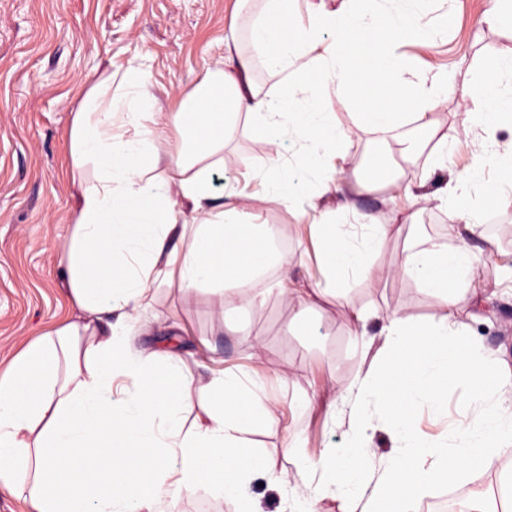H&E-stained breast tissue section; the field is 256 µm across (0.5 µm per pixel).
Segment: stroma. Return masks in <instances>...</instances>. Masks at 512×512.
Segmentation results:
<instances>
[{
    "label": "stroma",
    "instance_id": "1",
    "mask_svg": "<svg viewBox=\"0 0 512 512\" xmlns=\"http://www.w3.org/2000/svg\"><path fill=\"white\" fill-rule=\"evenodd\" d=\"M493 6V0H429L430 17L449 14L448 27L437 28L431 41L401 48L415 60L419 76L442 69L454 82L434 114L440 133L448 137L447 170L422 182L427 160L421 157L401 163L400 186L355 193L354 170L379 150L392 154L397 146L354 128L352 105L339 95L333 109L348 141L334 163L343 171L344 193L322 199L318 211L351 223V215L339 210L348 199L356 212L387 218L409 206L404 184L422 182L431 193L474 164L479 132L468 121L458 85L484 59L512 53V30L484 21ZM258 9L257 0H0V376L31 341L77 315L62 285L59 251L70 234L75 193L69 131L85 95L107 81L113 93H122L126 70L138 66L148 72L158 106L172 111L206 69L223 60L225 36L233 30L245 35ZM266 151L265 133L239 123L224 145L216 191L232 179L245 193L261 192L254 163ZM313 214L302 203L270 202L258 221L293 227V235L275 244L296 253L294 279L319 288L323 281L309 229ZM467 244L479 258L476 279L482 291L458 305L456 319L512 371V294L500 285L512 269V208L500 210L498 221L483 224L481 235ZM404 246L403 239H387L374 256V278H348L344 294L316 299L306 331L298 329L281 300H271L255 316L231 310L221 318L212 290L157 286L138 349L180 353L194 377L192 399H199L200 381L210 369L225 366L258 379L277 407L275 425L251 434L281 477L277 483L251 482L258 512H289L287 480L296 472L286 452L289 441L299 439L304 452L316 458L347 440L346 406L336 402V387L383 362L379 344L364 347L350 336L353 307L376 305L415 320L438 318L440 307L430 293L390 274ZM468 393L463 386L450 390L443 414L422 408L416 419L419 433L449 440L455 425L470 417ZM305 396L312 406L301 416L295 406ZM509 472L512 461L452 487H431L414 512H454L458 496L499 489Z\"/></svg>",
    "mask_w": 512,
    "mask_h": 512
}]
</instances>
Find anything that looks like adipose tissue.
<instances>
[{
	"label": "adipose tissue",
	"instance_id": "obj_1",
	"mask_svg": "<svg viewBox=\"0 0 512 512\" xmlns=\"http://www.w3.org/2000/svg\"><path fill=\"white\" fill-rule=\"evenodd\" d=\"M262 2L248 31L251 59L275 75L290 68L299 74L276 95L255 85L250 59L231 35L223 62L176 110L157 111L147 72L133 68L123 77V96L94 86L74 116L72 162L92 167L93 175L77 183L59 265L78 316L29 345L0 379V483L22 478L31 512H173L200 488L236 500L237 512H255L251 481L280 477L246 433L273 425L276 409L252 377L215 370L203 386V417L186 425L194 405L183 359L173 352L146 358L135 348L138 318L153 303L155 286L211 288L223 303L251 313L277 296L292 306L299 327H310L313 291L291 277L293 254L276 249L265 225L243 223L242 214L247 206L289 203L300 190L313 208L342 193V176L327 165L345 142L328 107L331 92L350 100L371 94L352 115L355 127L394 138L403 160L425 155L432 167L447 166L448 138L438 134L432 110L448 77L438 72L415 83V62L395 51L402 41L431 36L422 0H363L339 10L312 2L304 24L290 17L294 0ZM279 17L288 18L287 28L274 27ZM511 79L512 55L484 61L462 82L469 120L482 133L476 162L433 194L457 213L458 223L448 227L457 246L423 239L393 271L437 298L440 322L353 309L351 335L366 336L368 320H379L386 359L380 372L337 390L348 402L345 447L313 459L289 444L301 478L288 491L290 512H317L323 497L337 494L355 497L360 512H411L426 489L455 485L512 456V372L501 371L455 319L478 264L462 241L480 232L471 190L482 186L500 206L512 205V158L499 161L505 176L498 184L482 183L485 163L497 161L487 133L512 124ZM242 118L268 136L256 165L264 192L248 198L233 183L220 194L213 186L224 139ZM289 136L299 147L284 161ZM417 226L416 212L403 210L386 223L365 214L351 225L324 218L312 233L320 265L338 286L348 274L372 277L382 243ZM272 271L277 278L266 283ZM119 376L128 384L118 392ZM463 383L473 388L472 419L454 428L449 442L423 441L417 409L443 412L449 388ZM378 423L396 442L379 467L367 443ZM310 473L317 484L306 482Z\"/></svg>",
	"mask_w": 512,
	"mask_h": 512
}]
</instances>
